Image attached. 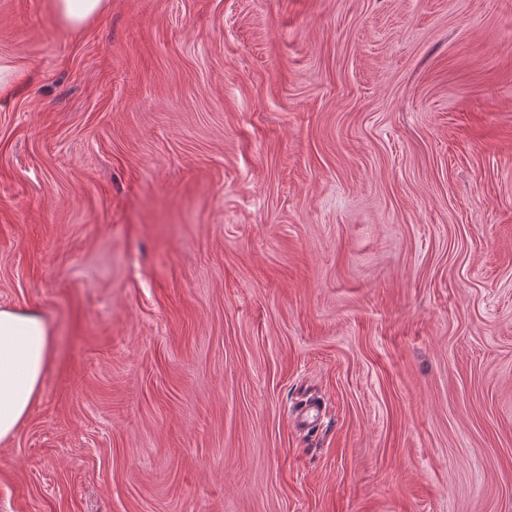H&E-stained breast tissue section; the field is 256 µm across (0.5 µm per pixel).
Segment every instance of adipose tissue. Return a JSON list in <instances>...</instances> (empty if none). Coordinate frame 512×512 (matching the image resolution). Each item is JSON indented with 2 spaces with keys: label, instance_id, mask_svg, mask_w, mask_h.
Masks as SVG:
<instances>
[{
  "label": "adipose tissue",
  "instance_id": "ef3b65f1",
  "mask_svg": "<svg viewBox=\"0 0 512 512\" xmlns=\"http://www.w3.org/2000/svg\"><path fill=\"white\" fill-rule=\"evenodd\" d=\"M52 357L51 333L38 312L0 308V440L29 415Z\"/></svg>",
  "mask_w": 512,
  "mask_h": 512
}]
</instances>
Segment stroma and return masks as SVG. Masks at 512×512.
Returning a JSON list of instances; mask_svg holds the SVG:
<instances>
[{
    "instance_id": "obj_1",
    "label": "stroma",
    "mask_w": 512,
    "mask_h": 512,
    "mask_svg": "<svg viewBox=\"0 0 512 512\" xmlns=\"http://www.w3.org/2000/svg\"><path fill=\"white\" fill-rule=\"evenodd\" d=\"M0 68V512H512V0H0ZM53 6L65 25L78 29L101 14L108 7V0H54ZM51 333L35 311L0 308V440L29 415L53 357Z\"/></svg>"
}]
</instances>
